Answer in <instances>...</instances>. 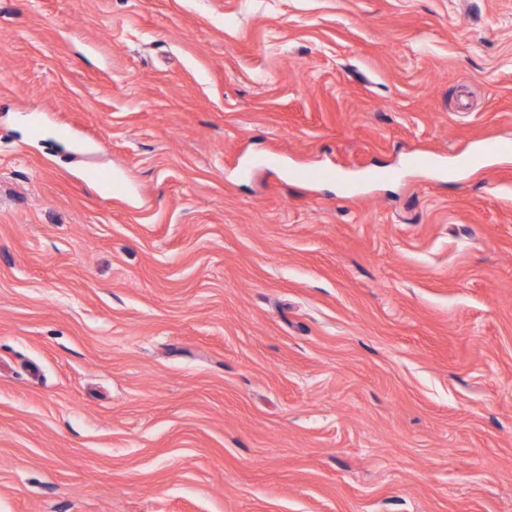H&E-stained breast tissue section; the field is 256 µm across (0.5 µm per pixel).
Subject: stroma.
<instances>
[{
	"label": "stroma",
	"instance_id": "35a3bbf8",
	"mask_svg": "<svg viewBox=\"0 0 512 512\" xmlns=\"http://www.w3.org/2000/svg\"><path fill=\"white\" fill-rule=\"evenodd\" d=\"M491 141L512 0H0V512H512Z\"/></svg>",
	"mask_w": 512,
	"mask_h": 512
}]
</instances>
